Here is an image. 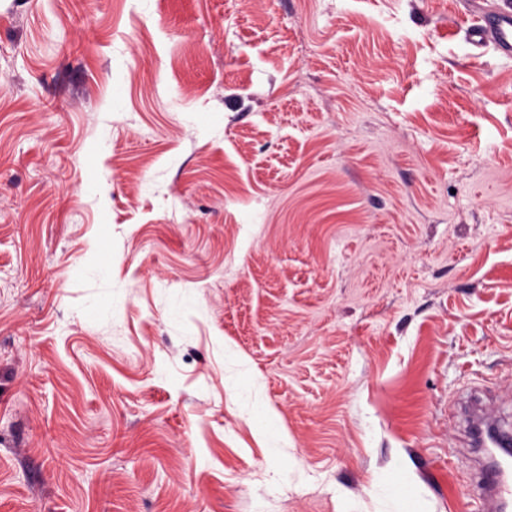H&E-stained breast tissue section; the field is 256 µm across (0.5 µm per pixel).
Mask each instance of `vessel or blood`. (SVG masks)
I'll return each mask as SVG.
<instances>
[{"label":"vessel or blood","mask_w":512,"mask_h":512,"mask_svg":"<svg viewBox=\"0 0 512 512\" xmlns=\"http://www.w3.org/2000/svg\"><path fill=\"white\" fill-rule=\"evenodd\" d=\"M468 27L471 39L493 46L502 57L512 59V11L492 13L476 2ZM486 458L479 463L478 485L494 512H512V427L493 425L479 442Z\"/></svg>","instance_id":"obj_1"}]
</instances>
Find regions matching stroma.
<instances>
[{
  "instance_id": "35a3bbf8",
  "label": "stroma",
  "mask_w": 512,
  "mask_h": 512,
  "mask_svg": "<svg viewBox=\"0 0 512 512\" xmlns=\"http://www.w3.org/2000/svg\"><path fill=\"white\" fill-rule=\"evenodd\" d=\"M469 8L0 0V512H391L396 465L410 512H479L455 407L512 423V60ZM87 275L94 286L87 295V308L97 318L107 319L112 308L123 303L124 297L112 290L105 278L103 266L96 265L90 268ZM224 377L233 388L235 409L259 437L271 440L276 447L273 448V461L278 463L288 459V439L276 413L260 396L255 374L240 355L228 348L224 349ZM410 472L403 466L392 467L380 473L372 482L374 499L396 506L398 512H406L404 504L409 500Z\"/></svg>"
}]
</instances>
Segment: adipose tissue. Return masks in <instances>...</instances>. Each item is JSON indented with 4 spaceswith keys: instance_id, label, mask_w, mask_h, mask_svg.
<instances>
[{
    "instance_id": "ef3b65f1",
    "label": "adipose tissue",
    "mask_w": 512,
    "mask_h": 512,
    "mask_svg": "<svg viewBox=\"0 0 512 512\" xmlns=\"http://www.w3.org/2000/svg\"><path fill=\"white\" fill-rule=\"evenodd\" d=\"M224 377L233 388L232 402L238 413L251 425L256 434L274 445L272 459H288V439L276 413L260 396L256 376L244 359L233 350L224 352ZM411 475L401 466L380 473L372 482L374 499L403 508L409 499Z\"/></svg>"
}]
</instances>
